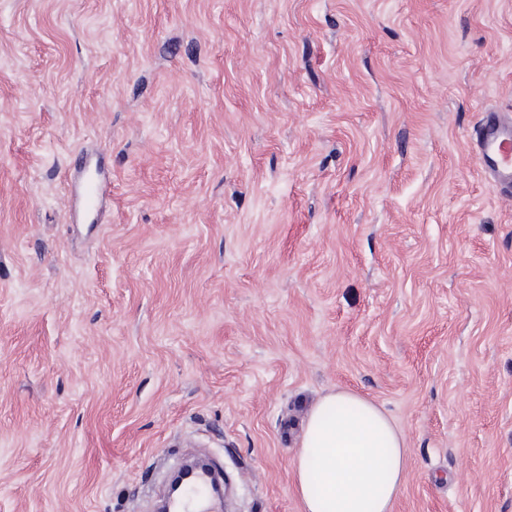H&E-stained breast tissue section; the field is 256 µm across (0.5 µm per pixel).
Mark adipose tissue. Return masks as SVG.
I'll list each match as a JSON object with an SVG mask.
<instances>
[{
  "mask_svg": "<svg viewBox=\"0 0 512 512\" xmlns=\"http://www.w3.org/2000/svg\"><path fill=\"white\" fill-rule=\"evenodd\" d=\"M409 455L403 430L374 402L348 390L322 396L294 458L302 512H393Z\"/></svg>",
  "mask_w": 512,
  "mask_h": 512,
  "instance_id": "adipose-tissue-1",
  "label": "adipose tissue"
}]
</instances>
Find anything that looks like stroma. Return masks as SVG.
<instances>
[{"label":"stroma","instance_id":"1","mask_svg":"<svg viewBox=\"0 0 512 512\" xmlns=\"http://www.w3.org/2000/svg\"><path fill=\"white\" fill-rule=\"evenodd\" d=\"M512 0H0V512H301L336 388L394 512H512ZM105 191L75 205L87 174ZM475 157L491 185L501 194L512 192V122L498 112H483L474 136ZM409 455L403 430L374 402L348 390L322 396L308 412L294 458L302 511L393 512Z\"/></svg>","mask_w":512,"mask_h":512}]
</instances>
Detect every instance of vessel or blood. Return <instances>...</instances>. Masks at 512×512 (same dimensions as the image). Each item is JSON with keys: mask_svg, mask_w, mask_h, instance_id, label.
Instances as JSON below:
<instances>
[{"mask_svg": "<svg viewBox=\"0 0 512 512\" xmlns=\"http://www.w3.org/2000/svg\"><path fill=\"white\" fill-rule=\"evenodd\" d=\"M474 151L492 186L512 193V122L496 112L484 113L475 130Z\"/></svg>", "mask_w": 512, "mask_h": 512, "instance_id": "1", "label": "vessel or blood"}]
</instances>
